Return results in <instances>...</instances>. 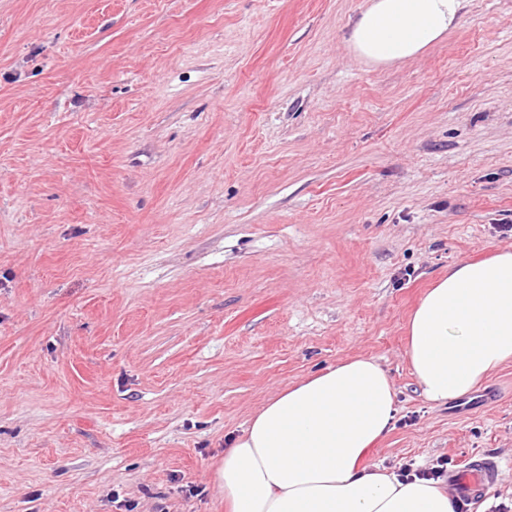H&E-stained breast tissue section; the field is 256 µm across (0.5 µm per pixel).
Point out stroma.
Instances as JSON below:
<instances>
[{
  "mask_svg": "<svg viewBox=\"0 0 512 512\" xmlns=\"http://www.w3.org/2000/svg\"><path fill=\"white\" fill-rule=\"evenodd\" d=\"M367 0H0V512H227L230 438L367 356L398 414L366 465L498 462L512 361L427 402L406 323L512 248V0L414 60Z\"/></svg>",
  "mask_w": 512,
  "mask_h": 512,
  "instance_id": "1",
  "label": "stroma"
}]
</instances>
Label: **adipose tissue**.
Instances as JSON below:
<instances>
[{
  "label": "adipose tissue",
  "instance_id": "1",
  "mask_svg": "<svg viewBox=\"0 0 512 512\" xmlns=\"http://www.w3.org/2000/svg\"><path fill=\"white\" fill-rule=\"evenodd\" d=\"M465 0H368L347 38L361 62L414 59L443 40ZM405 355L423 397L445 404L512 359V249L461 261L408 321ZM387 370L357 357L288 384L250 418L215 474L230 512H455L434 480H408L362 460L391 429Z\"/></svg>",
  "mask_w": 512,
  "mask_h": 512
}]
</instances>
